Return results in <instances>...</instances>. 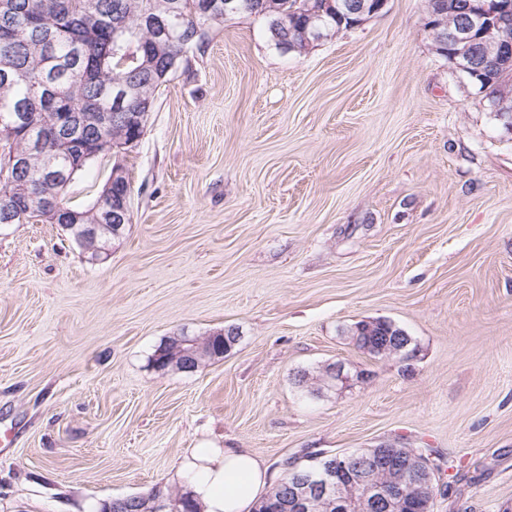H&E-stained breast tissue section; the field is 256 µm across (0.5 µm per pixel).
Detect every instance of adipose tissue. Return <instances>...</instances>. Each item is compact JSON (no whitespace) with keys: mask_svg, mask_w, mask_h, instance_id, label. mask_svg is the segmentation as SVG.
<instances>
[{"mask_svg":"<svg viewBox=\"0 0 512 512\" xmlns=\"http://www.w3.org/2000/svg\"><path fill=\"white\" fill-rule=\"evenodd\" d=\"M181 469L203 512H249L269 487L265 462L238 448L191 449Z\"/></svg>","mask_w":512,"mask_h":512,"instance_id":"adipose-tissue-1","label":"adipose tissue"}]
</instances>
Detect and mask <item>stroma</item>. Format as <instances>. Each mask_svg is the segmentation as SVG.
Here are the masks:
<instances>
[{"label":"stroma","mask_w":512,"mask_h":512,"mask_svg":"<svg viewBox=\"0 0 512 512\" xmlns=\"http://www.w3.org/2000/svg\"><path fill=\"white\" fill-rule=\"evenodd\" d=\"M426 0L286 53L248 15L156 95L122 162L131 222L88 262L59 225L0 226V512H98L189 448L286 459L432 449L434 512H512V134L439 57ZM387 319L408 360L349 337ZM237 329L222 359L158 369L173 336ZM342 366L310 395L298 376ZM363 324V321L361 322H357L351 329H350V338L351 340L354 342V344L360 349L362 350L363 352L369 354L370 356H373L375 358H387L385 355L381 354L378 350L375 349V347L377 346V340L374 342V344L376 346H374V348H369V349H366V345L368 344V341L369 340H372L374 339L375 337L377 336H381L380 338H378V340H382L383 338H385V336H387V332H389V329L387 328H384V327H374V325L378 324V323H374V325H369L368 327V330H371L373 328L372 331L370 332H366L367 329L365 327H363L361 329V331L359 329H354V327H358L359 325ZM361 336H371L369 338V340L364 343V344H360L358 343L357 341L360 339Z\"/></svg>","instance_id":"stroma-1"}]
</instances>
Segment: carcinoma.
Wrapping results in <instances>:
<instances>
[{
	"instance_id": "cac0c4a2",
	"label": "carcinoma",
	"mask_w": 512,
	"mask_h": 512,
	"mask_svg": "<svg viewBox=\"0 0 512 512\" xmlns=\"http://www.w3.org/2000/svg\"><path fill=\"white\" fill-rule=\"evenodd\" d=\"M173 1L175 10L168 17L166 46H157L158 38L148 22L143 19L147 5L160 10ZM10 9H0V128L13 125L17 138L10 141L0 138V172L12 153L23 152L38 144L60 155L57 178L52 191H46L42 178L44 171L39 153L30 154L27 171L17 176L6 172L0 177V224L6 217L15 224H26L36 218L45 224H59L57 208L67 204L62 191L72 180L70 170L80 164L79 148L75 144L61 143L62 117L76 123L82 113L95 107L97 112L126 110L136 112L148 98L168 81L174 70L172 60L184 48L202 47L204 40L195 36L203 25L224 22V0H213L216 6L209 16L199 13L203 0H8ZM248 9L243 14L258 17L266 22L269 38L276 45L288 40L296 42L299 51L307 49L303 38L304 17L321 13L324 32L336 33L350 29L349 20L336 19V12L324 9L325 0H283L291 13L282 18L277 13L260 11L262 0H247ZM479 90L486 93L487 101L497 95L512 93V65H503L485 74L477 82ZM133 86L138 95L120 97L121 88ZM25 181L27 194H16L9 180ZM389 329L375 327L350 329V338L363 352L381 358L374 348L358 343L360 337H384ZM220 359L237 343L236 329L228 328L224 334L214 333ZM386 483L401 482L406 488V500L399 512H422L423 499L402 470H390L382 475ZM289 478L275 483L255 508L269 507L288 496Z\"/></svg>"
}]
</instances>
